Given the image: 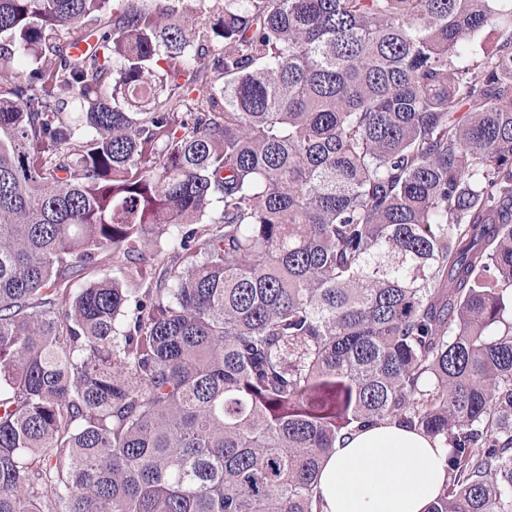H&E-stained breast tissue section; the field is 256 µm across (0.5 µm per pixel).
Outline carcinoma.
I'll return each instance as SVG.
<instances>
[{
  "label": "carcinoma",
  "mask_w": 512,
  "mask_h": 512,
  "mask_svg": "<svg viewBox=\"0 0 512 512\" xmlns=\"http://www.w3.org/2000/svg\"><path fill=\"white\" fill-rule=\"evenodd\" d=\"M3 72L0 512H321L388 422L512 512V0H0ZM502 23L503 20L486 27L475 40L464 44L462 47V59L464 61H477L485 54L493 52L496 48Z\"/></svg>",
  "instance_id": "carcinoma-1"
}]
</instances>
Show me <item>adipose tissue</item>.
I'll return each mask as SVG.
<instances>
[{"instance_id":"1","label":"adipose tissue","mask_w":512,"mask_h":512,"mask_svg":"<svg viewBox=\"0 0 512 512\" xmlns=\"http://www.w3.org/2000/svg\"><path fill=\"white\" fill-rule=\"evenodd\" d=\"M447 450L397 423L337 443L318 486L322 512H430L447 478Z\"/></svg>"}]
</instances>
